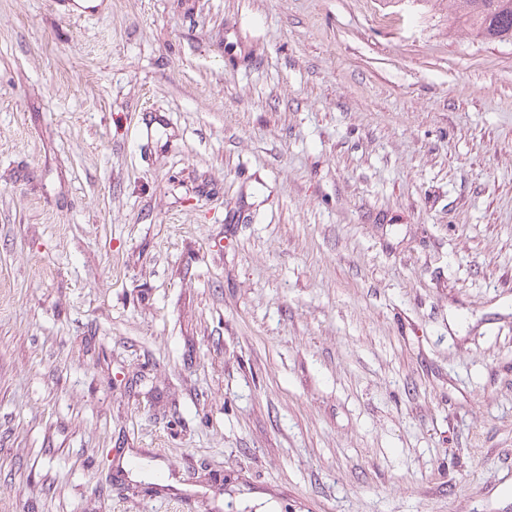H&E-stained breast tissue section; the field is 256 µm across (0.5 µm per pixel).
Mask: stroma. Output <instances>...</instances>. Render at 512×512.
<instances>
[{"label": "stroma", "instance_id": "1", "mask_svg": "<svg viewBox=\"0 0 512 512\" xmlns=\"http://www.w3.org/2000/svg\"><path fill=\"white\" fill-rule=\"evenodd\" d=\"M0 512H512V43L0 0Z\"/></svg>", "mask_w": 512, "mask_h": 512}]
</instances>
